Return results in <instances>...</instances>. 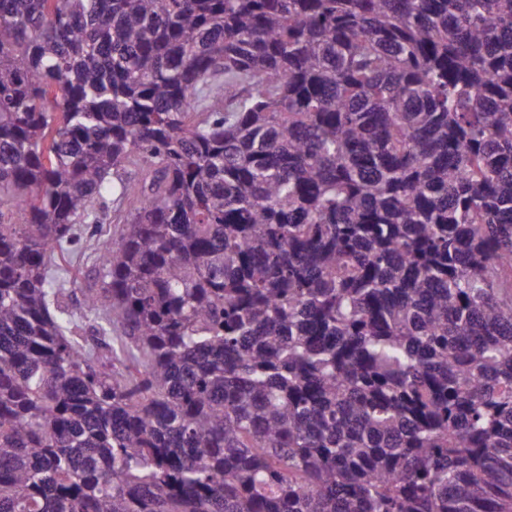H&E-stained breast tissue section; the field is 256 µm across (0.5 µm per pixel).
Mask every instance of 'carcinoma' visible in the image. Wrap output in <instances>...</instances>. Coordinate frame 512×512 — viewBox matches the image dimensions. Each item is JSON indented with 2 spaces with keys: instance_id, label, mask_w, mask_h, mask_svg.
<instances>
[{
  "instance_id": "carcinoma-1",
  "label": "carcinoma",
  "mask_w": 512,
  "mask_h": 512,
  "mask_svg": "<svg viewBox=\"0 0 512 512\" xmlns=\"http://www.w3.org/2000/svg\"><path fill=\"white\" fill-rule=\"evenodd\" d=\"M0 512H512V0H0ZM99 280V271L97 266L88 262L82 268V274L78 275L77 281L71 284L68 304L75 312L81 311V288H89Z\"/></svg>"
}]
</instances>
